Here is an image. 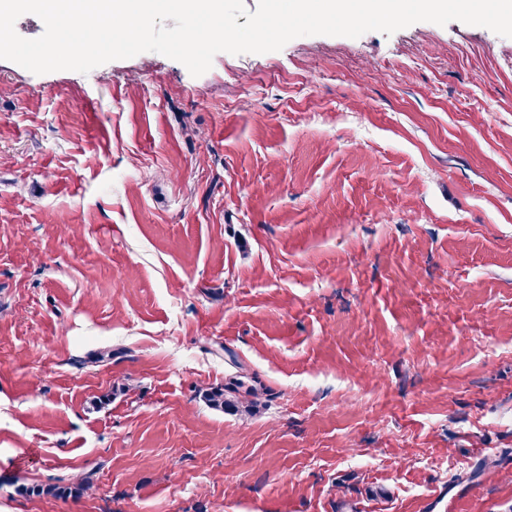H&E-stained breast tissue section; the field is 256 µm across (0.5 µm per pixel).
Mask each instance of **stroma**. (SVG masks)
<instances>
[{
  "label": "stroma",
  "instance_id": "obj_1",
  "mask_svg": "<svg viewBox=\"0 0 512 512\" xmlns=\"http://www.w3.org/2000/svg\"><path fill=\"white\" fill-rule=\"evenodd\" d=\"M0 512H512V38L0 59ZM203 398L212 409L236 414L240 418L255 413L261 403L257 388L253 386L246 387L245 382L238 378L230 380L224 384V387L205 391Z\"/></svg>",
  "mask_w": 512,
  "mask_h": 512
}]
</instances>
